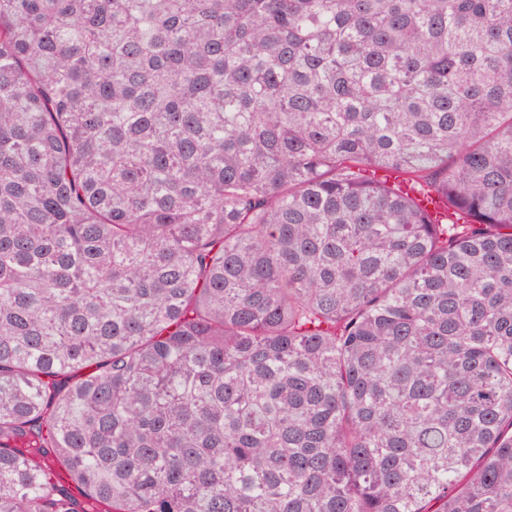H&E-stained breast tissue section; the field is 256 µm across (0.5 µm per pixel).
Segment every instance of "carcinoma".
<instances>
[{
  "instance_id": "carcinoma-1",
  "label": "carcinoma",
  "mask_w": 512,
  "mask_h": 512,
  "mask_svg": "<svg viewBox=\"0 0 512 512\" xmlns=\"http://www.w3.org/2000/svg\"><path fill=\"white\" fill-rule=\"evenodd\" d=\"M0 512H512V0H0Z\"/></svg>"
}]
</instances>
